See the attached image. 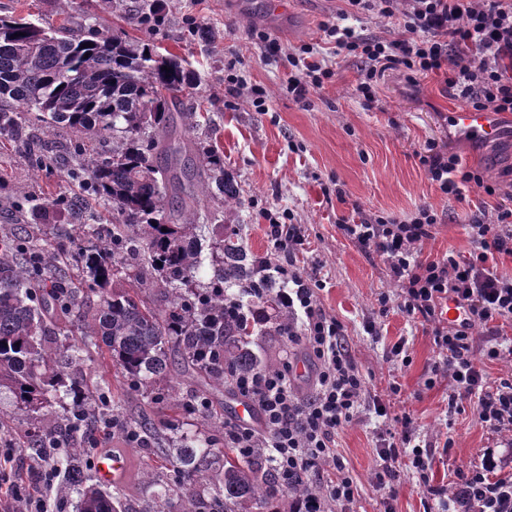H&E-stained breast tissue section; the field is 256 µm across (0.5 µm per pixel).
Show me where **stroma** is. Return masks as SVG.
Masks as SVG:
<instances>
[{"label":"stroma","instance_id":"obj_1","mask_svg":"<svg viewBox=\"0 0 512 512\" xmlns=\"http://www.w3.org/2000/svg\"><path fill=\"white\" fill-rule=\"evenodd\" d=\"M137 2L0 0V16L28 15L45 26L67 17H92L101 27L126 31L160 54L183 59L197 85L182 95L181 109L205 117L209 145L223 153L225 171L235 176L244 192L243 205L232 209L225 207L222 197L205 198L202 219L208 224L240 225L250 249L258 254L270 249L267 213L288 214L291 223L301 225L305 241L297 264L319 267L325 283L320 303L342 322L348 349L367 376L368 392L359 414L336 434V451L358 486L354 512H423L428 504L424 483L445 486L456 481L458 472L480 463L486 450L496 448L497 436L472 412H449L447 380L426 387L438 358L428 323L395 307L379 314V294L393 289L386 266L345 238L338 225L358 211L404 220L429 207L440 222L424 246L425 257L468 254V226L485 194L471 184L463 199L444 196L429 180L420 158L432 148L453 152L464 167L483 172L500 194L512 195V136L486 144L449 128L448 108L461 101L448 90L441 73L411 83L398 72H387L377 103L366 107L353 93L358 63L336 55L323 28L348 26L364 37L387 34L389 28L375 15L347 14L344 0H160L159 19L149 24L134 20ZM199 26L211 30V40L197 39L194 30ZM272 41L287 49L323 44L331 79L306 98L294 99L285 90L291 74L287 57L274 60L268 55ZM232 69L265 90L263 107L246 98L226 97L224 80ZM77 190L63 165L48 174L37 171L0 141L1 197L29 192L52 199ZM371 320L378 336L365 331ZM400 341L409 356L404 365L386 358ZM266 352L275 363L305 365V373H293L292 379L300 395H310L315 368L302 347L273 336ZM80 371L106 382L120 399L122 411L111 429L92 431L85 444L93 459L106 450L126 456L127 475L119 488L126 506L140 512L159 492L144 479L157 460L150 450L130 442L124 427L133 418L162 427L169 404L126 392L105 348L95 349ZM393 382L401 387L399 395L389 392ZM377 400L389 416L410 414L434 456L426 478L401 471L397 494L388 503L374 485L380 433L373 409Z\"/></svg>","mask_w":512,"mask_h":512}]
</instances>
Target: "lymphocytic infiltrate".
Masks as SVG:
<instances>
[{"mask_svg":"<svg viewBox=\"0 0 512 512\" xmlns=\"http://www.w3.org/2000/svg\"><path fill=\"white\" fill-rule=\"evenodd\" d=\"M351 14L376 12L395 28L392 36H355L349 28L325 26L326 39L337 52L360 64L355 95L365 106L377 101L379 79L397 70L407 79L439 71L458 98L473 109L512 112V0H346ZM320 46L302 45L289 54L295 73L286 90L305 98L330 79V67L318 59ZM430 180L443 195L461 198L468 184L495 196L497 188L477 170L462 167L458 157L441 151L424 156ZM438 222L422 208L411 219L376 215L359 223H339V230L359 248L383 260L400 292L401 308L421 315L431 326L439 358L434 376L448 381V406L470 405L477 419L512 446V378L489 381L479 358L512 357V345L500 342V325L512 321V277L492 264L499 255L512 256V206L497 204L493 215L478 211L468 226L473 243L469 255L438 260L422 257ZM279 294L295 320L288 341L304 342L316 364L314 393L298 396L289 366L243 378L239 392L262 416L267 437L247 426L224 431L227 447L246 453L264 443L272 465L285 483L319 482L300 499L297 512H352L358 489L336 452V433L357 416L366 388L362 370L344 345V326L325 312L317 290L316 269L279 266ZM455 301L466 318L448 323L444 302ZM377 450L376 485L384 499L394 498L399 469L425 470L430 455L409 416L391 419ZM504 460L485 453L480 465L461 473L454 486L432 487L428 493L448 512H512V477L504 476Z\"/></svg>","mask_w":512,"mask_h":512,"instance_id":"obj_1","label":"lymphocytic infiltrate"}]
</instances>
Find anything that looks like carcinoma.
<instances>
[{
	"mask_svg": "<svg viewBox=\"0 0 512 512\" xmlns=\"http://www.w3.org/2000/svg\"><path fill=\"white\" fill-rule=\"evenodd\" d=\"M195 88L179 57L159 55L137 39L92 24L63 20L45 28L0 17V137L37 167L56 163L63 132L69 171L112 208V222L92 224L82 195L50 203L0 200L15 215L0 224V389H8L29 425L18 447L37 456L53 441L58 495L75 494L78 512H127L122 495L103 490L85 463L87 449L47 423V409L70 433L112 421L119 409L109 387L72 367L102 342L124 387L146 399H168L191 415L201 401L176 395L174 366L214 388L279 365L265 359L256 338L286 336L294 324L281 305L282 282L267 257L251 251L237 224L207 237L200 196L218 192L240 203L224 156L201 146L199 121L186 114L176 135L180 96ZM197 150L188 172L175 159ZM51 206L78 220L53 236L39 217ZM211 436L168 428L173 447L157 448L180 489L179 512H254L283 486L267 449L248 454L218 448L224 417L206 415ZM210 488L209 498L200 491Z\"/></svg>",
	"mask_w": 512,
	"mask_h": 512,
	"instance_id": "cac0c4a2",
	"label": "carcinoma"
}]
</instances>
